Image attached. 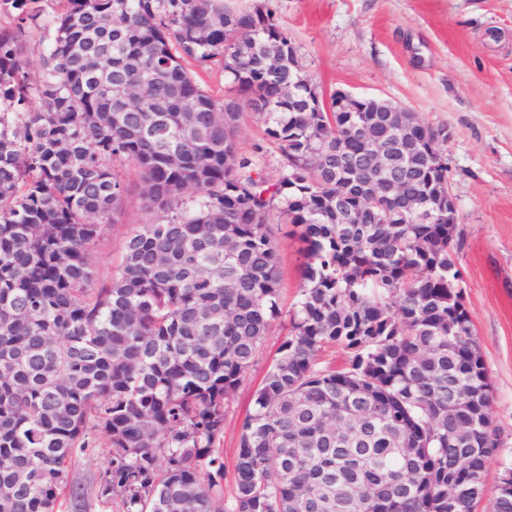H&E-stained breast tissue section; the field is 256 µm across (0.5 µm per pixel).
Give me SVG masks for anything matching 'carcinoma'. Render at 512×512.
Listing matches in <instances>:
<instances>
[{"instance_id":"carcinoma-1","label":"carcinoma","mask_w":512,"mask_h":512,"mask_svg":"<svg viewBox=\"0 0 512 512\" xmlns=\"http://www.w3.org/2000/svg\"><path fill=\"white\" fill-rule=\"evenodd\" d=\"M41 2L0 0V512H61L73 459L98 435L112 448L100 493L122 512H474L497 447L481 412L492 384L448 209L428 223L347 198L336 212L374 178L336 169L338 154L360 159L358 126L384 135L365 102L318 111L273 12L224 0H57L33 84ZM191 64L221 67L226 93ZM117 83L138 89L136 111ZM245 106L282 151L275 179L261 146L238 149ZM447 141L429 126L394 157L405 193L431 205L448 186ZM117 161L137 167L152 220L97 287L93 248L127 204ZM273 211L299 243L286 313ZM285 315L226 496L229 397ZM326 346L343 367L319 366ZM67 498L78 509L84 495ZM493 512H512V468Z\"/></svg>"}]
</instances>
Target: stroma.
<instances>
[{
    "label": "stroma",
    "mask_w": 512,
    "mask_h": 512,
    "mask_svg": "<svg viewBox=\"0 0 512 512\" xmlns=\"http://www.w3.org/2000/svg\"><path fill=\"white\" fill-rule=\"evenodd\" d=\"M234 9H273L307 73L324 97L336 91L400 104L425 124L447 129L444 146L462 241L458 267L466 307L492 383L490 415L499 446L489 458L486 491L476 512H492L499 476L512 466V0H226ZM258 158L269 178L279 175L278 145L267 142L251 111L239 121L237 145ZM129 189L119 223L108 224L94 248L97 282L121 260L124 237L147 223L142 184L121 169ZM279 319L258 362L229 399L224 466L233 471L235 426L250 409L286 334ZM109 455L97 440L92 456L76 458L67 475L83 487V512H115L99 492Z\"/></svg>",
    "instance_id": "1"
}]
</instances>
